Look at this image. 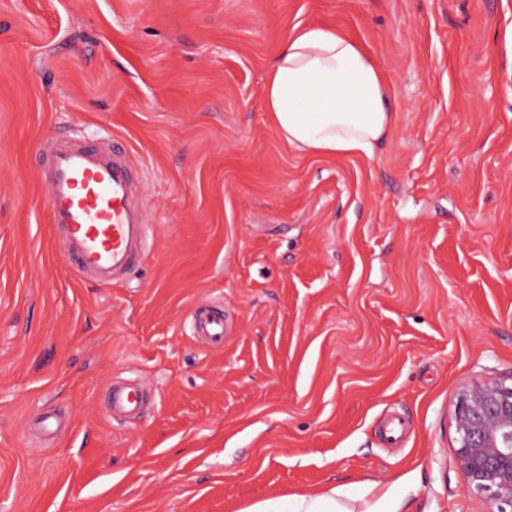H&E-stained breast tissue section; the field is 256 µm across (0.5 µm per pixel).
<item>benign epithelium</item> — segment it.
<instances>
[{
    "mask_svg": "<svg viewBox=\"0 0 512 512\" xmlns=\"http://www.w3.org/2000/svg\"><path fill=\"white\" fill-rule=\"evenodd\" d=\"M454 458L463 486L472 495L512 512V383L474 380L454 405Z\"/></svg>",
    "mask_w": 512,
    "mask_h": 512,
    "instance_id": "benign-epithelium-1",
    "label": "benign epithelium"
}]
</instances>
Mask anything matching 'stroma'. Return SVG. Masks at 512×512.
I'll list each match as a JSON object with an SVG mask.
<instances>
[{
	"label": "stroma",
	"mask_w": 512,
	"mask_h": 512,
	"mask_svg": "<svg viewBox=\"0 0 512 512\" xmlns=\"http://www.w3.org/2000/svg\"><path fill=\"white\" fill-rule=\"evenodd\" d=\"M305 25L383 73L373 156L274 132L266 74ZM74 134L142 175L153 252L116 285L49 220L36 145ZM209 303L220 348L192 334ZM510 376L512 0H0V512H491L453 401ZM118 377L153 395L138 420L102 404Z\"/></svg>",
	"instance_id": "stroma-1"
}]
</instances>
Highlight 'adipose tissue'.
I'll return each mask as SVG.
<instances>
[{"mask_svg": "<svg viewBox=\"0 0 512 512\" xmlns=\"http://www.w3.org/2000/svg\"><path fill=\"white\" fill-rule=\"evenodd\" d=\"M388 85L343 33L294 29L269 68L264 105L277 135L308 155L372 156L390 132Z\"/></svg>", "mask_w": 512, "mask_h": 512, "instance_id": "1", "label": "adipose tissue"}]
</instances>
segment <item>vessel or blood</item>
<instances>
[{
  "instance_id": "obj_1",
  "label": "vessel or blood",
  "mask_w": 512,
  "mask_h": 512,
  "mask_svg": "<svg viewBox=\"0 0 512 512\" xmlns=\"http://www.w3.org/2000/svg\"><path fill=\"white\" fill-rule=\"evenodd\" d=\"M36 151L49 170L50 221L66 235L77 276L104 286L126 278L147 260L151 243L148 215L137 198L125 149L71 138L41 141ZM194 333L211 344H223V312L213 309L196 319ZM145 402L139 381H113L109 395L113 414L138 417Z\"/></svg>"
}]
</instances>
